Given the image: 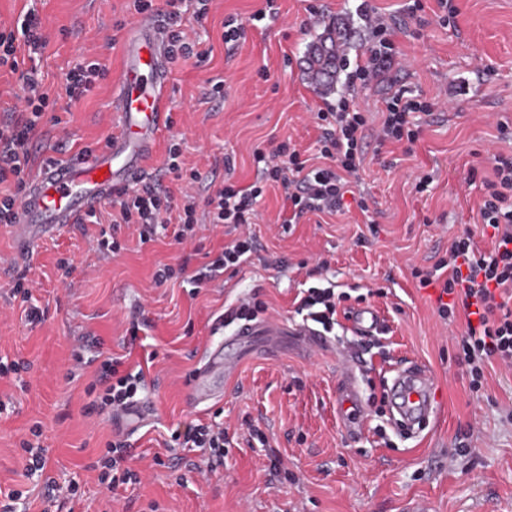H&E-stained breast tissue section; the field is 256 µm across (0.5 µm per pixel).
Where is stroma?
Wrapping results in <instances>:
<instances>
[{"label":"stroma","instance_id":"1","mask_svg":"<svg viewBox=\"0 0 512 512\" xmlns=\"http://www.w3.org/2000/svg\"><path fill=\"white\" fill-rule=\"evenodd\" d=\"M452 3L457 13L450 25L438 20L437 0H422L417 23L403 16L404 0H213L206 21L185 18L190 36L209 48L210 57L199 66L170 64L173 125L159 140L150 172L162 169L175 139L186 165L204 181L218 184L229 175L246 187L257 175L256 146L289 139L316 157L320 131L313 114L325 101L357 93L374 127L384 98L394 93L409 91L438 105L418 115L413 147L380 146L366 137L353 192L336 215L284 223L280 193L267 187L251 226L263 258L226 271L222 281L200 289L193 282L206 253L230 243L220 228L198 231L181 244L163 235L146 248L124 228L121 250L107 256L92 245L98 225H77L40 242L24 266L12 263L13 241L0 228V360L28 364L0 379V488L25 491L17 512H101L107 495L112 512H153V502L154 512H407L413 502L427 512H512V368L487 366L483 394L470 392L468 368L458 362L452 340L464 317L442 320L438 289L420 287L412 275L413 266L445 257L467 229L479 249H491L479 224V175L488 152L512 154V0ZM130 4L0 0V19L33 9L51 35L37 69L58 102L33 142L36 159L66 162L85 148L105 146L113 131L110 103L121 71L122 27L136 18ZM311 4L321 12L315 23L307 12ZM269 5L274 14L252 22ZM373 9L402 26L395 37L402 64L356 91L350 69L370 43L365 13ZM230 17L245 26L244 40L234 46L222 40ZM339 18L347 19L353 35L340 52L336 91L325 96L304 76L305 51ZM88 58L106 74L84 99L70 103L62 95L64 77ZM219 81L223 98H210ZM228 160L230 172L224 169ZM424 172L432 181L421 192L416 177ZM360 194L369 200V213L354 201ZM62 258L73 261L70 276L57 268ZM321 258L329 266L317 276ZM165 265L175 268L174 277L154 285V272ZM22 272L38 283L33 302L44 312L41 323H27L7 303ZM323 281L348 294V307L366 296L385 321L384 333L356 335L343 318L332 348L305 355L302 337L293 333L302 322L294 298ZM255 293L268 305L266 320L283 331L276 354L266 355L265 337H256L238 350L222 395L190 405L184 389L201 352L231 334L227 328L213 332L214 319ZM137 310L150 327L130 344L128 317ZM89 333L100 337L106 358L124 355L134 364L147 352L157 354L146 371L155 383L148 393L154 412L128 439L126 465L141 481L110 495L99 475L112 422L105 414H85L95 369H75L71 357ZM351 349L362 361L356 376L366 408L358 436L342 427L336 402L340 355ZM404 362L424 366L436 383V413L416 436L394 424L382 379ZM195 419H216L232 429L248 423L264 439L233 446L223 467L203 475L167 449L173 431ZM37 422L48 450L47 475L79 486L82 501L75 508L48 501L44 477L25 475L28 456L20 442ZM273 454L282 460L277 472L269 468Z\"/></svg>","mask_w":512,"mask_h":512}]
</instances>
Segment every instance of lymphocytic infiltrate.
<instances>
[{"label": "lymphocytic infiltrate", "mask_w": 512, "mask_h": 512, "mask_svg": "<svg viewBox=\"0 0 512 512\" xmlns=\"http://www.w3.org/2000/svg\"><path fill=\"white\" fill-rule=\"evenodd\" d=\"M186 0H165V16L169 22L168 57L170 60L192 59L203 64L208 50L197 49L196 43L182 27ZM372 42L365 60L353 72L352 81L368 85L392 69L400 51L394 40L395 30L389 18L372 13L368 17ZM48 45V37L35 11H27L16 26H0V69L16 75L23 91L18 103L0 119V185L10 184L0 194V223L10 224L13 210L32 172V141L46 113L54 111L56 97L38 77L36 62ZM435 105L421 95L395 93L385 102L382 123L377 132L379 143L414 144L419 136L417 114L433 112ZM315 117L322 129L319 153L323 165H308L290 143L271 148H258L253 153L259 176L254 184L240 187L222 183L206 197H199L196 186L201 174L186 168L179 142H170L164 171L184 186L181 198L163 189L160 179L147 176L131 190L119 192L110 200L121 224L135 226L140 244L157 240L161 231L172 230L176 242L199 230L201 222L224 227L235 238L203 267L204 281L223 276L228 269L239 267L255 249L254 237L248 231L257 216L256 206L264 196L266 184H273L288 204L290 220L308 213L339 211L349 193L350 175L357 172L366 138L367 117L355 100L341 98L325 105ZM491 171L483 177V202L479 217L489 229L493 247L480 250L471 231L455 240L446 258L434 269L413 267L412 274L421 286H438L446 302L440 303V318H448L455 310H463V330L455 338L458 359L469 368V388H484V369L491 363L512 367V155L499 152L489 158ZM205 218H198V211ZM340 304L333 287H311L302 296L298 309L307 319L332 331ZM100 390L91 402V410L101 412L126 407L138 401L147 389L146 374L141 369L125 367L123 358H107L98 370ZM178 448L199 451L207 471L224 463V450L234 441L223 423L191 422L172 434Z\"/></svg>", "instance_id": "lymphocytic-infiltrate-1"}]
</instances>
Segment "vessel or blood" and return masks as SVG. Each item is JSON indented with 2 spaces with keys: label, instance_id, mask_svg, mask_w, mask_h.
Wrapping results in <instances>:
<instances>
[{
  "label": "vessel or blood",
  "instance_id": "obj_1",
  "mask_svg": "<svg viewBox=\"0 0 512 512\" xmlns=\"http://www.w3.org/2000/svg\"><path fill=\"white\" fill-rule=\"evenodd\" d=\"M167 23L145 15L133 21L122 42L121 78L112 98L116 128L108 143L79 160L41 164L22 192L8 231L18 258L111 199L113 192L133 187L153 157L162 133L171 124ZM353 329L364 336L380 334L379 314L371 307L350 316ZM357 354H349L337 381L341 407L360 404L355 378ZM235 367L223 346L204 349L187 385L192 405L211 401ZM390 403L407 427L421 423L435 411L436 391L431 374L421 365L401 363L391 369Z\"/></svg>",
  "mask_w": 512,
  "mask_h": 512
}]
</instances>
